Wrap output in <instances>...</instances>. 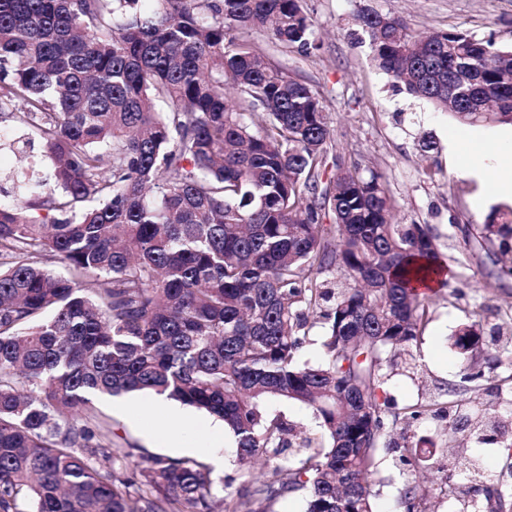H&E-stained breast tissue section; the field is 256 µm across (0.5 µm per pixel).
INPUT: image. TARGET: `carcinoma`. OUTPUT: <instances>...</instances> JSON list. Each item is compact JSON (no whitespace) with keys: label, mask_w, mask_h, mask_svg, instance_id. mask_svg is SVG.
Segmentation results:
<instances>
[{"label":"carcinoma","mask_w":512,"mask_h":512,"mask_svg":"<svg viewBox=\"0 0 512 512\" xmlns=\"http://www.w3.org/2000/svg\"><path fill=\"white\" fill-rule=\"evenodd\" d=\"M358 21L411 96L512 125V47L411 35L368 8ZM258 31L287 50L313 24L301 0H0V112L53 158L51 180L16 174L0 204V512H267L294 492L306 512H375L377 391L425 329L412 282L439 268L433 232L390 223L381 177L329 161L318 92L266 60ZM481 234L512 238V217ZM324 304L309 364L307 314ZM482 341L464 324L453 346L467 359ZM135 392L222 420L266 479L233 492L201 459L162 457L127 474L92 397ZM271 399L314 414L289 455ZM417 499L402 488L404 512Z\"/></svg>","instance_id":"1"}]
</instances>
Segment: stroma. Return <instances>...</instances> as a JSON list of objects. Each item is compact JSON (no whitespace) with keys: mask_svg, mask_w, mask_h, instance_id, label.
I'll list each match as a JSON object with an SVG mask.
<instances>
[{"mask_svg":"<svg viewBox=\"0 0 512 512\" xmlns=\"http://www.w3.org/2000/svg\"><path fill=\"white\" fill-rule=\"evenodd\" d=\"M314 26V46L303 51L273 47L266 38L258 43L269 61L288 69L295 79L320 95L331 129L330 154L345 163H358L378 173L393 201V219L402 224L429 225L435 235L446 282L425 291L429 322L421 341L411 346L409 362L388 372L383 397L388 411L398 414L393 434H405L432 455L435 468L425 471L402 465L399 453L380 447L382 483L374 485L377 512H400L401 488L419 485L423 512H490L483 497L445 495L444 482L455 487L467 483V469L485 476L497 474L502 461L500 440L467 432L457 448L448 446V430L441 419H405V407L430 399L444 400L450 386H457L458 414L484 413L489 405L512 409V347L483 343L478 357L499 359L498 380L462 382L463 359L451 345L458 325L479 322L483 336L512 327V275L492 264L498 244L480 242V227L492 212L512 211V198L502 199L493 179L477 181L467 172L465 158L481 148L512 162L503 142L512 141L511 125L462 126L445 112L408 95L377 69L367 43L358 41L354 16L359 9L401 18L409 32L429 34L459 29L498 46L512 45V0H303ZM461 149L449 151V137ZM30 125L9 119L0 123V172L20 165L9 149L11 140L31 139L30 159L36 173L47 175L52 161L38 143ZM93 402L110 425L106 443L119 451L138 450L150 456L173 459L224 460L214 469L216 480L237 490L255 484L258 470L236 462L232 435L222 421L191 410L192 422L178 440H171L172 424L152 393L121 397L97 396Z\"/></svg>","mask_w":512,"mask_h":512,"instance_id":"stroma-1","label":"stroma"}]
</instances>
